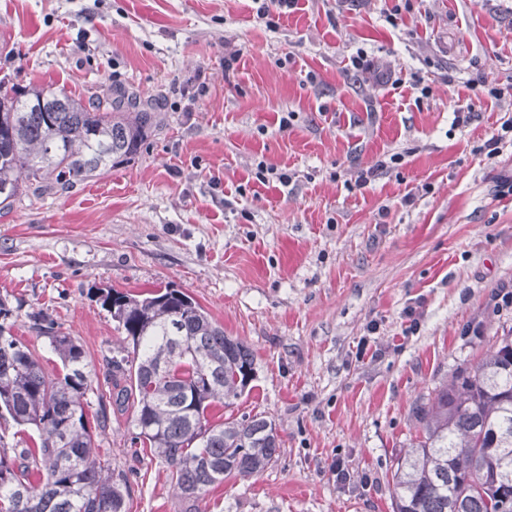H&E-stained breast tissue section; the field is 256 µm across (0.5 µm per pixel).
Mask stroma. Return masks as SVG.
<instances>
[{
  "mask_svg": "<svg viewBox=\"0 0 512 512\" xmlns=\"http://www.w3.org/2000/svg\"><path fill=\"white\" fill-rule=\"evenodd\" d=\"M2 76L157 107L131 162L0 211L14 336L58 367L27 319L46 312L99 376L124 334L95 289L178 288L255 356L208 419L281 439L197 512H393L417 406L512 331V0H298L273 28L252 0H0ZM109 417L129 512H186L132 410Z\"/></svg>",
  "mask_w": 512,
  "mask_h": 512,
  "instance_id": "1",
  "label": "stroma"
}]
</instances>
